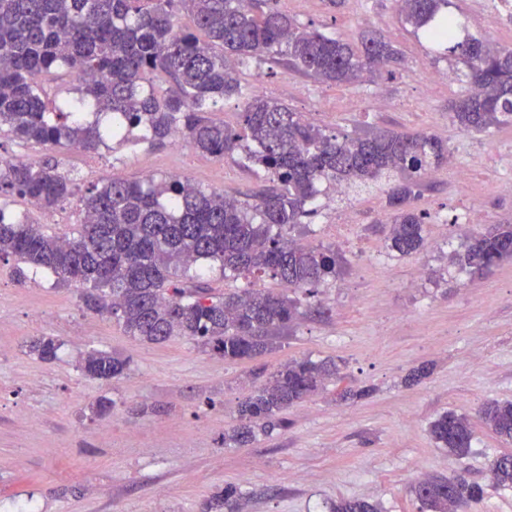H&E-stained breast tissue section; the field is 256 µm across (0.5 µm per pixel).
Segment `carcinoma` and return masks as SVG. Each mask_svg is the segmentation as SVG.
Segmentation results:
<instances>
[{
  "label": "carcinoma",
  "mask_w": 512,
  "mask_h": 512,
  "mask_svg": "<svg viewBox=\"0 0 512 512\" xmlns=\"http://www.w3.org/2000/svg\"><path fill=\"white\" fill-rule=\"evenodd\" d=\"M448 4L403 0L401 16L456 56L463 82L475 88L451 105L452 121L478 133L512 126V50L462 34ZM182 13L195 31L179 25ZM250 59L344 85L400 63L401 54L374 31L354 45L310 30L273 0H0L1 133L20 143L95 151L108 141L159 142L177 132L202 154L241 151L264 182L242 201L174 176L133 182L114 175L80 196L81 230L69 238L6 218L4 198L17 194L51 210L75 195V179L49 160L9 163L0 169V258H15L21 274L45 272L59 283L88 286L87 305L116 317L135 339L160 344L181 336L241 362L274 349L300 319L298 302L255 288L217 296L203 276L216 264L224 273L267 274L292 288L336 280L343 264L338 250L301 246L289 234L314 216L321 184L385 181L389 249L406 256L423 248L424 216L409 203L421 177L448 161V145L429 133H328L286 104L249 92L241 74ZM57 70L78 85L49 94L45 78ZM161 75L165 87L156 83ZM232 98L242 104L237 128L211 118ZM453 260L472 276L512 260V224L465 236ZM60 347L42 336L30 352L51 360ZM127 365L92 351L80 368L110 381ZM338 373L332 360L279 366L239 403L224 447L243 448L260 433L286 427L282 413ZM480 416L497 436L512 440V402H488ZM430 434L451 455H465L472 445L469 419L454 412L435 419ZM490 472L496 487L512 488L511 456L496 457ZM411 492L429 512H466L484 488L465 478L432 477ZM203 512H242V497L227 486ZM329 512L381 510L342 498Z\"/></svg>",
  "instance_id": "cac0c4a2"
}]
</instances>
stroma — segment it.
<instances>
[{"label":"stroma","mask_w":512,"mask_h":512,"mask_svg":"<svg viewBox=\"0 0 512 512\" xmlns=\"http://www.w3.org/2000/svg\"><path fill=\"white\" fill-rule=\"evenodd\" d=\"M299 24L360 43L380 32L402 61L380 79L323 83L285 65L252 61L249 84L264 97L302 113L328 131L365 136L382 129L428 132L448 145V162L423 178L414 207L429 221L419 253L388 248L385 193L377 188L327 187L311 223L295 226L304 245L334 244L345 257L336 283L288 289L263 274L206 280L215 293L265 288L296 299L304 316L277 339L274 350L229 362L184 338L150 344L127 336L113 317L88 308L75 284L53 276L18 282L14 259H0V501H35L39 512H201L203 502L231 485L243 512H328L342 498H362L382 512H421L412 482L465 475L486 487L467 512H512V489L492 487L489 466L512 454L479 410L512 401V261L480 278L452 264L471 225L452 223L469 208L486 223L512 224V127L486 133L454 123L450 108L463 93L455 56L441 54L406 24L393 0H278ZM450 14L467 33L512 49V26L485 12L483 0H451ZM440 81L426 91L423 78ZM385 97L388 109L375 105ZM58 161L79 191L118 175L132 181L172 173L209 191L238 198L257 186L237 157H210L167 139L77 152L22 144L0 134V159ZM466 167V188L448 171ZM8 207L26 222L60 235L76 233L79 201L52 210L11 196ZM345 212L355 225L351 243H337L330 226ZM52 336L58 357L42 361L30 342ZM100 350L124 358L128 369L105 382L85 376L80 363ZM336 361L340 376L288 409L285 428L247 448H228L224 432L251 383L293 359ZM429 374L406 385L415 369ZM112 403L96 412L98 400ZM455 412L470 419L469 453L449 456L429 426Z\"/></svg>","instance_id":"stroma-1"}]
</instances>
